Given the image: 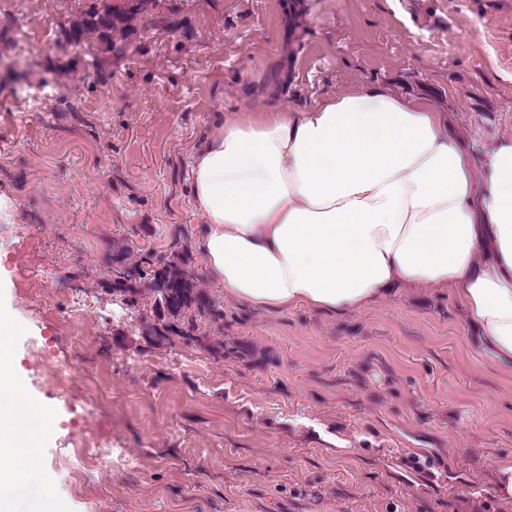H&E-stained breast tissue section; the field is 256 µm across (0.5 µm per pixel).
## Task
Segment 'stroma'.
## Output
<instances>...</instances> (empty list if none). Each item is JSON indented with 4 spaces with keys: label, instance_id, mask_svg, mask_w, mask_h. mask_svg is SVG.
I'll return each mask as SVG.
<instances>
[{
    "label": "stroma",
    "instance_id": "stroma-1",
    "mask_svg": "<svg viewBox=\"0 0 512 512\" xmlns=\"http://www.w3.org/2000/svg\"><path fill=\"white\" fill-rule=\"evenodd\" d=\"M82 0H0V310L48 420L62 512H512V369L444 288L356 313L239 303L208 277L191 157L219 121L352 87L425 96L475 155L512 138V0H157L123 49L68 40ZM186 249L224 319L154 345L112 253ZM77 295L94 308L71 315ZM244 341L253 361L211 354ZM111 464H67L74 444ZM495 489L499 499L512 501V461L499 462L496 467Z\"/></svg>",
    "mask_w": 512,
    "mask_h": 512
}]
</instances>
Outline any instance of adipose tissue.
<instances>
[{
    "label": "adipose tissue",
    "mask_w": 512,
    "mask_h": 512,
    "mask_svg": "<svg viewBox=\"0 0 512 512\" xmlns=\"http://www.w3.org/2000/svg\"><path fill=\"white\" fill-rule=\"evenodd\" d=\"M191 199L208 276L268 311L355 312L398 288L445 287L512 367V139L481 161L427 99L353 89L302 110L221 125L196 151ZM0 312V512L19 480L42 481L40 407Z\"/></svg>",
    "instance_id": "adipose-tissue-1"
}]
</instances>
